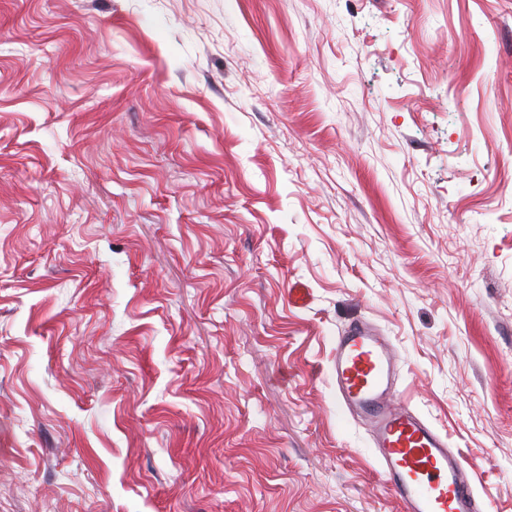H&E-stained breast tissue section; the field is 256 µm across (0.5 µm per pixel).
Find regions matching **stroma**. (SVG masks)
<instances>
[{"label": "stroma", "mask_w": 512, "mask_h": 512, "mask_svg": "<svg viewBox=\"0 0 512 512\" xmlns=\"http://www.w3.org/2000/svg\"><path fill=\"white\" fill-rule=\"evenodd\" d=\"M355 320L512 512V0H0V512H403Z\"/></svg>", "instance_id": "obj_1"}]
</instances>
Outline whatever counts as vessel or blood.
Instances as JSON below:
<instances>
[{
    "mask_svg": "<svg viewBox=\"0 0 512 512\" xmlns=\"http://www.w3.org/2000/svg\"><path fill=\"white\" fill-rule=\"evenodd\" d=\"M397 365L386 337L365 323L351 325L334 346L339 407L369 424L386 485L403 512H484L446 435L397 401Z\"/></svg>",
    "mask_w": 512,
    "mask_h": 512,
    "instance_id": "vessel-or-blood-1",
    "label": "vessel or blood"
}]
</instances>
